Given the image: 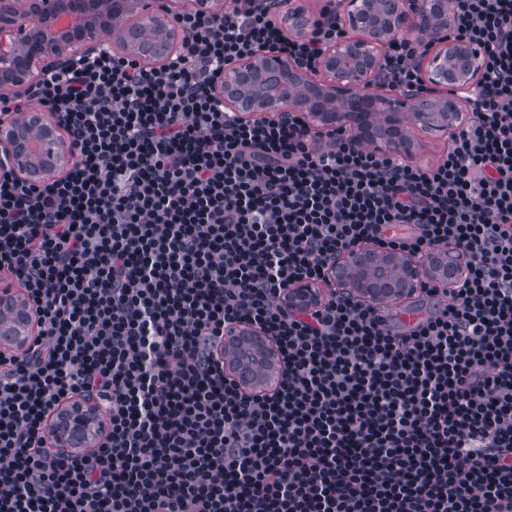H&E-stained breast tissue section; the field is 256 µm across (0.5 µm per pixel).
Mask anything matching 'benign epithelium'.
<instances>
[{"instance_id":"1","label":"benign epithelium","mask_w":512,"mask_h":512,"mask_svg":"<svg viewBox=\"0 0 512 512\" xmlns=\"http://www.w3.org/2000/svg\"><path fill=\"white\" fill-rule=\"evenodd\" d=\"M152 0H0V99L29 94L42 77L86 57L100 36L112 33L113 42L144 61L161 63L176 51L178 35L170 28L176 10ZM351 35L323 52L315 70L299 66L279 53H253L224 70L216 99L244 117L279 118L302 112L323 128L349 129L351 143H367L381 154L412 155L407 131L427 127L453 132L469 119L468 100L459 95L478 83L483 51L470 43L448 39L455 0H339ZM133 16L136 21L118 28L114 22ZM288 31L304 36L313 23L302 5L288 6ZM398 36H411L431 45L419 64L423 84L431 91H396L383 77V50ZM72 159V148L55 118L29 109L0 119V170L28 182L56 176ZM460 260L448 248L436 250L422 263L414 258L384 253L374 247L349 252L332 264L329 279L338 291L369 304L401 298L431 278L448 284L458 277ZM314 291L296 286L287 291L285 306L297 309L312 304ZM0 348L21 349L35 333V313L18 289L0 286ZM259 333L237 327L225 336V345L248 346ZM272 355L265 348L246 360H224V371L247 389L255 387L257 371L276 372L267 366ZM105 422L92 403L74 400L51 419L48 436L54 447L79 454L96 444Z\"/></svg>"}]
</instances>
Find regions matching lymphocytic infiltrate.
I'll return each mask as SVG.
<instances>
[{"label":"lymphocytic infiltrate","instance_id":"1","mask_svg":"<svg viewBox=\"0 0 512 512\" xmlns=\"http://www.w3.org/2000/svg\"><path fill=\"white\" fill-rule=\"evenodd\" d=\"M336 2L302 38L285 0L184 11L167 62L102 48L0 101V117L56 115L74 148L48 181L0 170V280L38 326L0 350V512H512V0H455L450 36L486 58L433 165L217 103L224 67L257 50L314 68L347 35ZM384 57L392 83L419 85L413 39ZM368 244L456 248L463 278L424 282L440 304L404 328L336 292L285 308ZM238 324L284 365L266 393L216 355ZM76 398L109 424L86 456L45 435Z\"/></svg>","mask_w":512,"mask_h":512}]
</instances>
